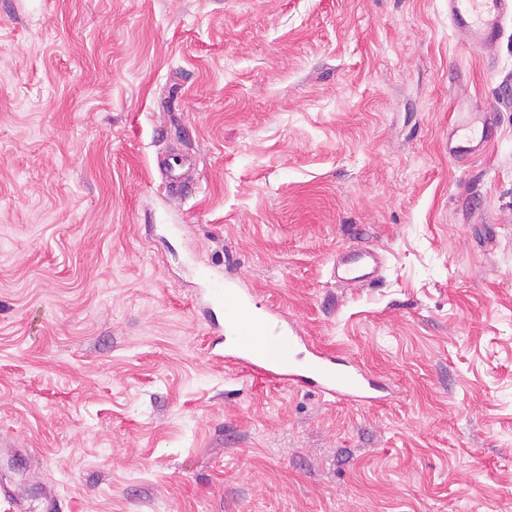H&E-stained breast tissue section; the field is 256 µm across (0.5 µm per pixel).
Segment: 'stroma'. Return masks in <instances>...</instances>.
Listing matches in <instances>:
<instances>
[{"label": "stroma", "mask_w": 512, "mask_h": 512, "mask_svg": "<svg viewBox=\"0 0 512 512\" xmlns=\"http://www.w3.org/2000/svg\"><path fill=\"white\" fill-rule=\"evenodd\" d=\"M493 118L448 153L453 101ZM386 257L365 288L337 250ZM388 381L226 367L204 267ZM0 488L39 512H512V27L447 0H0ZM508 22H512L511 0H448V23L471 47L495 45Z\"/></svg>", "instance_id": "stroma-1"}]
</instances>
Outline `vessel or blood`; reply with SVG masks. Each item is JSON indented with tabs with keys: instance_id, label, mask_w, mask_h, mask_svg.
I'll return each instance as SVG.
<instances>
[{
	"instance_id": "b4317fda",
	"label": "vessel or blood",
	"mask_w": 512,
	"mask_h": 512,
	"mask_svg": "<svg viewBox=\"0 0 512 512\" xmlns=\"http://www.w3.org/2000/svg\"><path fill=\"white\" fill-rule=\"evenodd\" d=\"M512 22V0H448V23L469 46L495 45L506 24ZM492 119L483 111L456 115V142L448 152L464 161L486 148L491 140ZM378 252L358 245L341 261L336 280L346 288H360L375 280ZM213 302L224 311V363L252 379L295 387H312L336 400L363 406L385 403L390 393L383 380L370 374L357 360L314 345L295 323H282L260 311L249 293L217 273L205 270ZM307 347L299 358L296 350Z\"/></svg>"
}]
</instances>
